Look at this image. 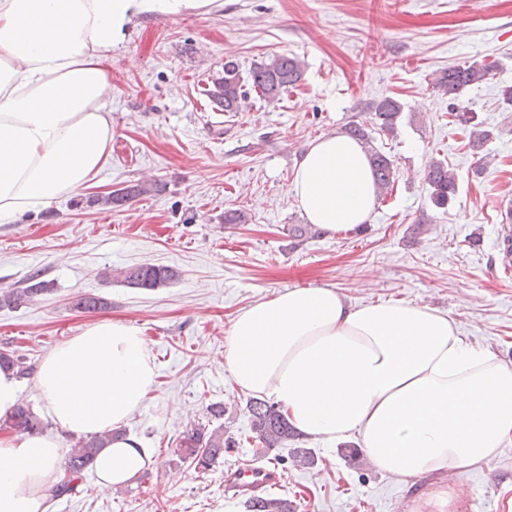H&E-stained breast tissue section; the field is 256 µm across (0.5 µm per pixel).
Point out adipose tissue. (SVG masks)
Instances as JSON below:
<instances>
[{"label":"adipose tissue","mask_w":512,"mask_h":512,"mask_svg":"<svg viewBox=\"0 0 512 512\" xmlns=\"http://www.w3.org/2000/svg\"><path fill=\"white\" fill-rule=\"evenodd\" d=\"M220 0H0V223L92 184L112 143L108 66L133 16L219 7ZM292 191L330 233L368 223L376 188L361 144L312 143ZM224 365L236 384L280 404L302 434L357 440L372 465L413 487L407 512H466L458 474L512 444V366L436 309L357 307L331 287L293 288L234 320ZM139 329L102 321L40 362L35 386L58 430H115L94 470L128 484L151 455L120 428L154 389ZM65 450L56 434L0 439V512H48ZM426 489H418L419 481Z\"/></svg>","instance_id":"obj_1"}]
</instances>
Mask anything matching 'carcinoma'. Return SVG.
<instances>
[{
	"mask_svg": "<svg viewBox=\"0 0 512 512\" xmlns=\"http://www.w3.org/2000/svg\"><path fill=\"white\" fill-rule=\"evenodd\" d=\"M491 66L472 62H464L440 70L434 78V87L442 94L454 99L469 86L479 84L488 79ZM301 62L288 55H278L268 61L254 64L248 75H242L238 63L233 59L224 61V74L212 82L207 91L208 97L226 112H238L246 101L249 92L253 91L269 103L280 99L288 88L302 80ZM372 115L373 129L382 133L395 132L402 112V104L393 97H383L369 105ZM459 123L472 125L470 138L472 146L481 148L491 137L490 131L481 129L473 123L474 116L468 112L456 115ZM345 133L357 140L364 148L369 159L377 191L386 194L392 189L396 180L393 161L374 145V138L360 125H350ZM429 186V199L437 209H445L457 189V176L442 161L432 162L425 175ZM163 191V185L156 180L138 181L112 191L106 196H97L90 200L93 206L101 208L119 207L140 196L156 194ZM321 234L312 224H293L288 228V236L302 241ZM179 272L169 266L141 264L130 266L119 271L118 277L135 288L151 289L176 280ZM48 291L40 273L33 272L27 276L20 288L0 290V308H17L21 304L34 299ZM0 365L16 369L20 376L31 374V366L24 358L0 352ZM246 411L249 419L250 439L261 445L262 449L279 448L297 438L299 433L288 423L286 414L275 402L252 397L248 400ZM46 423L30 408L21 402L11 413L0 418V429L12 434H37L44 431ZM113 437L110 431L99 435L79 439L65 457L63 464L64 481L62 493L72 494L81 485L85 473L93 468L94 459L99 449L105 447ZM236 446V440L224 434V429L217 427L208 430L205 425L191 427L179 441L182 448L181 458L190 462L202 473L224 455V449ZM246 512H295L288 500L266 496L249 498L245 501Z\"/></svg>",
	"mask_w": 512,
	"mask_h": 512,
	"instance_id": "carcinoma-1",
	"label": "carcinoma"
}]
</instances>
